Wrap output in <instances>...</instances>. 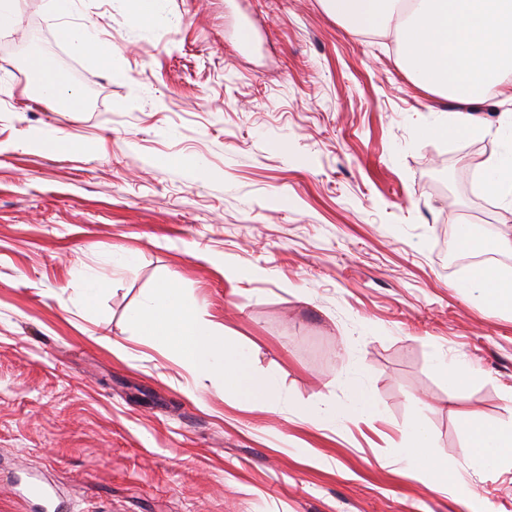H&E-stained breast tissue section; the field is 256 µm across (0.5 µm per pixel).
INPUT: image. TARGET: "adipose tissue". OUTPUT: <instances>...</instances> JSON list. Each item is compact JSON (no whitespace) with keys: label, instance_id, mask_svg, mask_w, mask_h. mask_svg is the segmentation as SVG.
Masks as SVG:
<instances>
[{"label":"adipose tissue","instance_id":"adipose-tissue-1","mask_svg":"<svg viewBox=\"0 0 512 512\" xmlns=\"http://www.w3.org/2000/svg\"><path fill=\"white\" fill-rule=\"evenodd\" d=\"M402 0H324L328 14L353 33L394 32L399 64L423 91L456 103L446 126L422 130L430 139L442 134H482L484 126L471 110L485 92L512 104V0H413L403 10ZM33 80L48 106L65 103L68 110L85 108L80 91L65 75L38 60ZM509 136L506 149L484 167L480 188L506 212L512 213V113L499 127ZM492 314L512 313V273L494 265H478L455 283ZM140 335L174 355L193 375L222 381L247 399L265 403L278 395L274 376L251 371L248 352L224 342V328L188 307L175 279L162 281L133 315ZM349 403L326 412L329 424L373 417L376 402L362 380L347 382ZM467 435L465 454L479 469L512 463V422L483 424L475 414L460 415ZM397 456L419 473L430 489L449 486L452 474L436 461L428 422L418 417L404 432Z\"/></svg>","mask_w":512,"mask_h":512}]
</instances>
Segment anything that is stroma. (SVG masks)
<instances>
[{
  "label": "stroma",
  "instance_id": "stroma-1",
  "mask_svg": "<svg viewBox=\"0 0 512 512\" xmlns=\"http://www.w3.org/2000/svg\"><path fill=\"white\" fill-rule=\"evenodd\" d=\"M65 23L110 44L112 66L77 54ZM38 57L85 111L38 100ZM448 112L394 34L350 33L322 0H161L146 23L130 0L65 16L17 0L0 30V512H33L15 486L29 473L70 512H512V467H471L458 423L512 421V316L450 268L460 222L512 239L467 181L504 150L503 108L477 106L481 136L420 139ZM45 135L75 148H35ZM94 271L110 286L88 310ZM168 278L278 377L275 400L136 335ZM438 354L471 379L449 388ZM355 373L380 415L331 426ZM421 414L458 477L441 491L396 455Z\"/></svg>",
  "mask_w": 512,
  "mask_h": 512
}]
</instances>
